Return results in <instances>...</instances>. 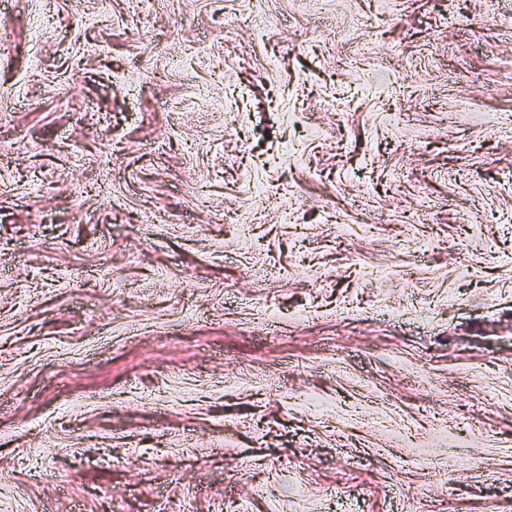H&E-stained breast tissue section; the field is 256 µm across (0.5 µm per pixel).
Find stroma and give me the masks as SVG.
Segmentation results:
<instances>
[{
    "label": "stroma",
    "mask_w": 512,
    "mask_h": 512,
    "mask_svg": "<svg viewBox=\"0 0 512 512\" xmlns=\"http://www.w3.org/2000/svg\"><path fill=\"white\" fill-rule=\"evenodd\" d=\"M0 512H512V0H0Z\"/></svg>",
    "instance_id": "1"
}]
</instances>
